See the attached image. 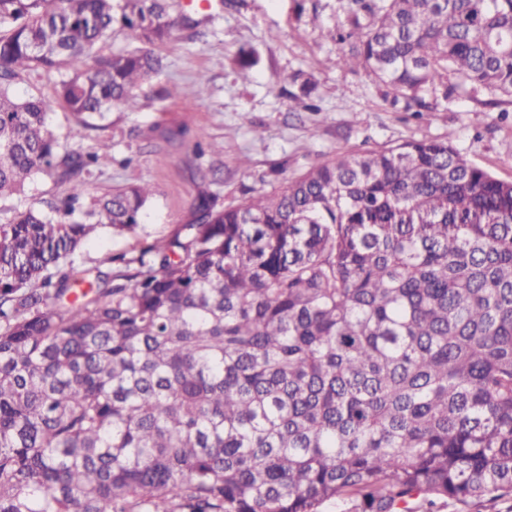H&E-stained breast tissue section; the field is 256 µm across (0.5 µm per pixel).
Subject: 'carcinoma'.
<instances>
[{
  "mask_svg": "<svg viewBox=\"0 0 512 512\" xmlns=\"http://www.w3.org/2000/svg\"><path fill=\"white\" fill-rule=\"evenodd\" d=\"M329 32L406 108L454 82L512 102V0H352ZM205 19L177 0H0V512H413L512 495V182L446 141L345 152L217 206L109 271L70 256L154 194L86 201L110 145L59 153L24 70L59 77L69 136L107 128ZM136 45L98 55L115 29ZM62 192V187L46 176H39L27 184L24 191L12 199L0 201V224L6 222L12 208H44V201L57 197Z\"/></svg>",
  "mask_w": 512,
  "mask_h": 512,
  "instance_id": "carcinoma-1",
  "label": "carcinoma"
}]
</instances>
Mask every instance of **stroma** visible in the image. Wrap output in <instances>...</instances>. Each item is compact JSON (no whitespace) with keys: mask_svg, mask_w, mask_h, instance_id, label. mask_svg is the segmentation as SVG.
I'll list each match as a JSON object with an SVG mask.
<instances>
[{"mask_svg":"<svg viewBox=\"0 0 512 512\" xmlns=\"http://www.w3.org/2000/svg\"><path fill=\"white\" fill-rule=\"evenodd\" d=\"M351 6V0H224L210 11L205 36L181 31L160 48L166 68L137 89L135 111L113 110L108 128L80 139L67 135L70 116L55 101V76L22 73L15 92L54 101L48 120L65 149L90 152L110 144L111 163L85 176L89 196L119 184L154 189L140 224L121 233L101 229L73 255L75 266L136 254L189 223L203 172L213 175L209 190L226 205L272 191L344 151L426 139L450 142L473 165L512 182V103L486 106L460 89L432 112L393 104L370 73L337 62L341 46L326 32ZM296 71L311 80L310 95L282 82L283 74ZM200 82L205 91L199 95ZM175 86L180 95H169ZM200 130L207 139L199 156ZM61 192L52 179L37 177L0 201V224L13 208H39Z\"/></svg>","mask_w":512,"mask_h":512,"instance_id":"obj_1","label":"stroma"}]
</instances>
